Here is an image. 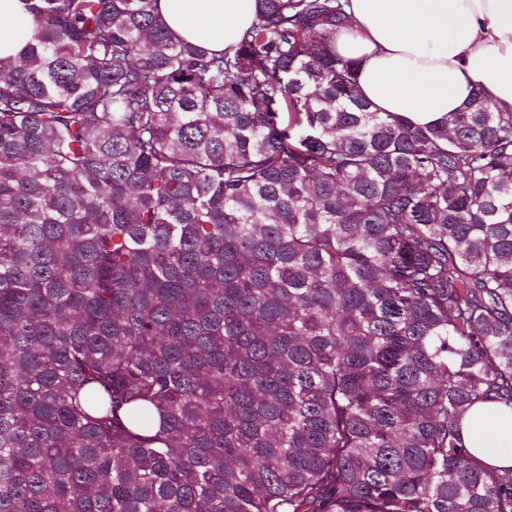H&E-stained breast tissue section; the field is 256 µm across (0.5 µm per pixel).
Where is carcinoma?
Here are the masks:
<instances>
[{"label": "carcinoma", "instance_id": "obj_1", "mask_svg": "<svg viewBox=\"0 0 512 512\" xmlns=\"http://www.w3.org/2000/svg\"><path fill=\"white\" fill-rule=\"evenodd\" d=\"M0 60V512H512V112L427 127L344 0L228 50L159 0H29ZM466 447L484 462L512 467V414L471 410L463 422Z\"/></svg>", "mask_w": 512, "mask_h": 512}]
</instances>
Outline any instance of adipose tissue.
<instances>
[{"label": "adipose tissue", "mask_w": 512, "mask_h": 512, "mask_svg": "<svg viewBox=\"0 0 512 512\" xmlns=\"http://www.w3.org/2000/svg\"><path fill=\"white\" fill-rule=\"evenodd\" d=\"M170 28L213 51L236 44L255 18V0H160ZM351 23L337 52L361 60L359 86L381 112L418 126L461 110L484 91L512 110V0H348ZM36 30L23 0H0V59L16 58ZM466 447L512 467V414L471 410Z\"/></svg>", "instance_id": "adipose-tissue-1"}]
</instances>
